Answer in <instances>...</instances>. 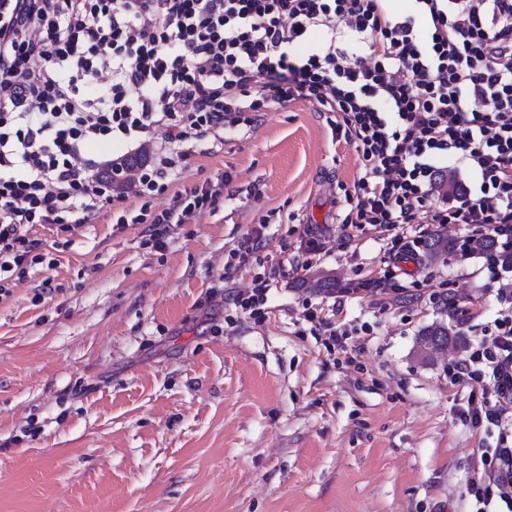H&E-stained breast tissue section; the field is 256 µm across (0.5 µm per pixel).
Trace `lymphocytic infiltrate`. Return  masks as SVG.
Listing matches in <instances>:
<instances>
[{
  "instance_id": "lymphocytic-infiltrate-1",
  "label": "lymphocytic infiltrate",
  "mask_w": 512,
  "mask_h": 512,
  "mask_svg": "<svg viewBox=\"0 0 512 512\" xmlns=\"http://www.w3.org/2000/svg\"><path fill=\"white\" fill-rule=\"evenodd\" d=\"M0 0V296L43 263L36 225L65 233L112 207L117 228L144 224L155 248L169 228L213 207L216 178L176 192L195 142L242 113L306 101L333 113L362 175L345 226L388 233L408 248V224H466L512 248V0ZM342 31L363 53L309 46L313 30ZM109 144L108 159L90 155ZM140 155L126 207L110 182ZM475 171L446 206L430 208L437 158ZM488 346L457 364L491 397L469 406L474 426L497 427L482 449L487 484H471L475 512H512V293Z\"/></svg>"
}]
</instances>
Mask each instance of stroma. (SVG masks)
Here are the masks:
<instances>
[{
    "label": "stroma",
    "instance_id": "1",
    "mask_svg": "<svg viewBox=\"0 0 512 512\" xmlns=\"http://www.w3.org/2000/svg\"><path fill=\"white\" fill-rule=\"evenodd\" d=\"M226 171L163 250L106 210L70 236L35 226L52 262L0 297V512H472L476 451L496 439L464 415L479 384L448 370L512 273L461 252L395 262L387 233L350 236L355 146L310 103L198 142L174 187ZM257 230L256 259L228 268ZM262 268L253 315L233 296ZM322 273L355 296L315 288ZM440 319L460 335L429 358L418 332Z\"/></svg>",
    "mask_w": 512,
    "mask_h": 512
}]
</instances>
